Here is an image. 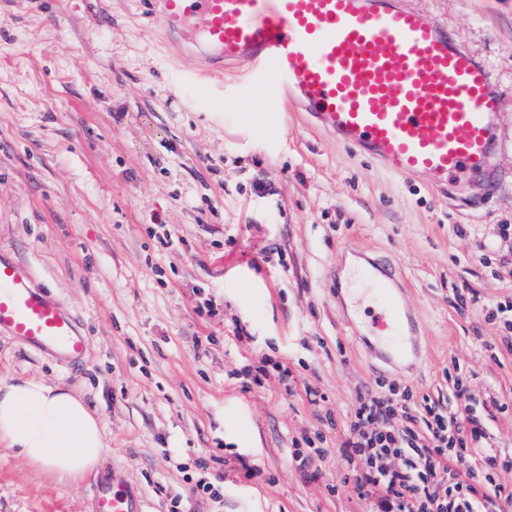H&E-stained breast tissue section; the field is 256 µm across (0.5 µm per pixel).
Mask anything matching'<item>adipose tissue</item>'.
<instances>
[{"label": "adipose tissue", "instance_id": "adipose-tissue-1", "mask_svg": "<svg viewBox=\"0 0 512 512\" xmlns=\"http://www.w3.org/2000/svg\"><path fill=\"white\" fill-rule=\"evenodd\" d=\"M0 446L73 485L95 474L109 451L101 418L79 392L33 378L0 382Z\"/></svg>", "mask_w": 512, "mask_h": 512}]
</instances>
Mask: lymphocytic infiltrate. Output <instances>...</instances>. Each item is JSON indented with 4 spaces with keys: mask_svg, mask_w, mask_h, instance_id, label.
<instances>
[{
    "mask_svg": "<svg viewBox=\"0 0 512 512\" xmlns=\"http://www.w3.org/2000/svg\"><path fill=\"white\" fill-rule=\"evenodd\" d=\"M471 401L461 375L444 407L428 399L414 404L407 390L360 396L337 450L361 461L354 488L371 512H487L494 500L512 499V490L492 476L511 468L512 459L488 452ZM398 456L405 457L404 467H391Z\"/></svg>",
    "mask_w": 512,
    "mask_h": 512,
    "instance_id": "lymphocytic-infiltrate-1",
    "label": "lymphocytic infiltrate"
}]
</instances>
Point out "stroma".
Here are the masks:
<instances>
[{"label": "stroma", "instance_id": "obj_1", "mask_svg": "<svg viewBox=\"0 0 512 512\" xmlns=\"http://www.w3.org/2000/svg\"><path fill=\"white\" fill-rule=\"evenodd\" d=\"M408 3L502 94L491 178L442 191L303 112L261 121L229 72L209 83L236 97L234 113L215 111L145 0H0V250L89 341L69 366L1 336L0 379L74 387L109 446L78 486L0 447V512H92V488L115 472L141 512H369L357 461L313 453L300 470L293 438L328 412L344 425L366 390L447 403L462 372L496 452L512 456V351L494 315L512 303V0ZM166 230L178 251L161 245ZM363 248L402 274L420 323L414 371L380 366L338 308L336 281ZM268 358L288 375L243 389L238 372ZM201 478L223 479L222 498L196 494Z\"/></svg>", "mask_w": 512, "mask_h": 512}]
</instances>
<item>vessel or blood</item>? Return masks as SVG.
<instances>
[{
	"instance_id": "obj_1",
	"label": "vessel or blood",
	"mask_w": 512,
	"mask_h": 512,
	"mask_svg": "<svg viewBox=\"0 0 512 512\" xmlns=\"http://www.w3.org/2000/svg\"><path fill=\"white\" fill-rule=\"evenodd\" d=\"M150 22L186 56L210 67L249 63L252 96L302 109L337 143L400 176L438 188L487 176L501 96L487 65L447 27L405 0H147ZM377 298L364 327L385 367L410 368L419 326L402 276L368 255L357 269ZM0 334L76 365L88 340L78 318L0 253ZM94 512H138L127 495L92 494Z\"/></svg>"
}]
</instances>
